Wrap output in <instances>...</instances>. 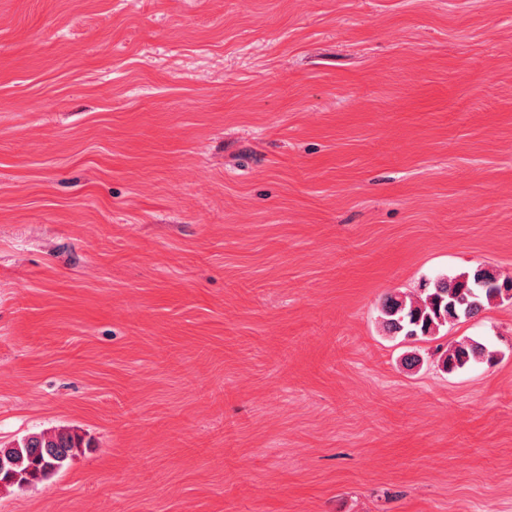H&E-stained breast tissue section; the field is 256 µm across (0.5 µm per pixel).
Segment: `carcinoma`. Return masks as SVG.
I'll use <instances>...</instances> for the list:
<instances>
[{"label": "carcinoma", "instance_id": "1", "mask_svg": "<svg viewBox=\"0 0 512 512\" xmlns=\"http://www.w3.org/2000/svg\"><path fill=\"white\" fill-rule=\"evenodd\" d=\"M512 300V278L476 270L465 280L440 275L418 299L388 295L381 306L384 330L405 341L427 340L441 328L480 313L493 302ZM495 352L473 339L458 341L442 352L443 370L452 373L473 364L494 362ZM91 441L70 428L41 431L12 444L0 470V486L20 487L39 482L67 466L68 460Z\"/></svg>", "mask_w": 512, "mask_h": 512}]
</instances>
